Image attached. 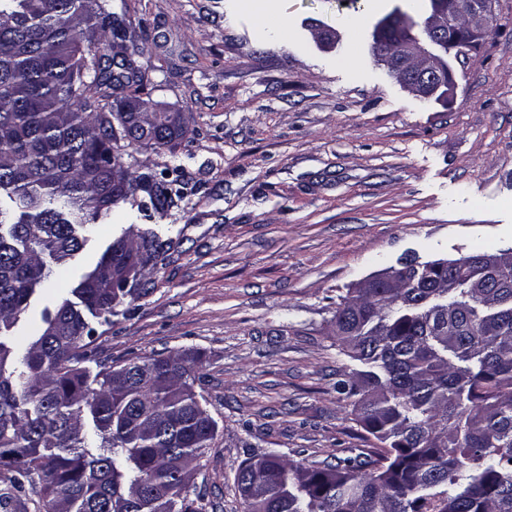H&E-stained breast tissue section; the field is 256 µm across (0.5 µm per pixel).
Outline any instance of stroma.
Returning <instances> with one entry per match:
<instances>
[{
	"label": "stroma",
	"instance_id": "obj_1",
	"mask_svg": "<svg viewBox=\"0 0 512 512\" xmlns=\"http://www.w3.org/2000/svg\"><path fill=\"white\" fill-rule=\"evenodd\" d=\"M145 92L186 129L174 150L122 148L129 171L179 179L166 214L124 204L54 266L13 330L26 346L106 246L152 229L170 243L150 291L91 346L118 365L180 353L216 423L190 498L242 512L252 452L301 467L373 450L336 383L353 364L333 317L341 296L404 254L420 261L512 250V0H496L450 86L421 99L374 61L393 0H113ZM339 34L333 47L311 20Z\"/></svg>",
	"mask_w": 512,
	"mask_h": 512
}]
</instances>
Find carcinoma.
I'll use <instances>...</instances> for the list:
<instances>
[{
	"mask_svg": "<svg viewBox=\"0 0 512 512\" xmlns=\"http://www.w3.org/2000/svg\"><path fill=\"white\" fill-rule=\"evenodd\" d=\"M112 0H0V336L36 287L81 252L121 204L164 213L184 187L148 170L112 184L105 165L120 142L168 147L178 118L152 112L148 82ZM126 251L112 241L71 293L44 310L19 355L0 339V467L9 485L0 512L40 489L37 512H200L183 495L215 421L188 383L179 355L101 365L93 328L125 296L98 283L129 261H164L170 243L142 232ZM406 258L401 288L344 296L336 343L358 369L337 390L380 444L362 460L300 469L272 453L266 468L237 471L255 489L244 512H512V255L496 265H439L427 276Z\"/></svg>",
	"mask_w": 512,
	"mask_h": 512,
	"instance_id": "carcinoma-1",
	"label": "carcinoma"
}]
</instances>
